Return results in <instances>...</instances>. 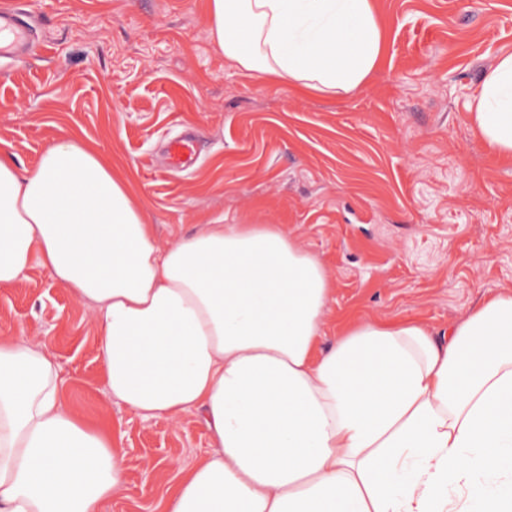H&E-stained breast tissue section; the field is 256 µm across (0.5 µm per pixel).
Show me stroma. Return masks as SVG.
Returning a JSON list of instances; mask_svg holds the SVG:
<instances>
[{
  "mask_svg": "<svg viewBox=\"0 0 512 512\" xmlns=\"http://www.w3.org/2000/svg\"><path fill=\"white\" fill-rule=\"evenodd\" d=\"M38 48L0 60V150L32 169L58 140L96 149L142 200L160 246L203 225L283 224L336 281L333 339L355 317L434 332L512 287V160L473 127L484 71L512 52V0H373L377 68L349 93L301 92L233 66L206 0H12ZM197 138L182 169L168 141ZM46 341L74 411L120 423L125 489L109 512H158L209 449L193 415L145 420L109 400L100 327L50 272L0 288V331Z\"/></svg>",
  "mask_w": 512,
  "mask_h": 512,
  "instance_id": "obj_1",
  "label": "stroma"
}]
</instances>
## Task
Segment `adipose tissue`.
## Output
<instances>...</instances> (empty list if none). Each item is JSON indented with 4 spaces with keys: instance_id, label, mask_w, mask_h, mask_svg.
Listing matches in <instances>:
<instances>
[{
    "instance_id": "1",
    "label": "adipose tissue",
    "mask_w": 512,
    "mask_h": 512,
    "mask_svg": "<svg viewBox=\"0 0 512 512\" xmlns=\"http://www.w3.org/2000/svg\"><path fill=\"white\" fill-rule=\"evenodd\" d=\"M235 67L308 90L362 86L372 0H208ZM474 128L512 159V53L483 74ZM47 269L98 323L104 392L133 414L196 416L210 449L162 512H512V289L437 336L351 323L280 224H207L168 247L128 184L74 139L20 171L0 151V288ZM45 342L0 333V512H107L121 436L81 422Z\"/></svg>"
}]
</instances>
